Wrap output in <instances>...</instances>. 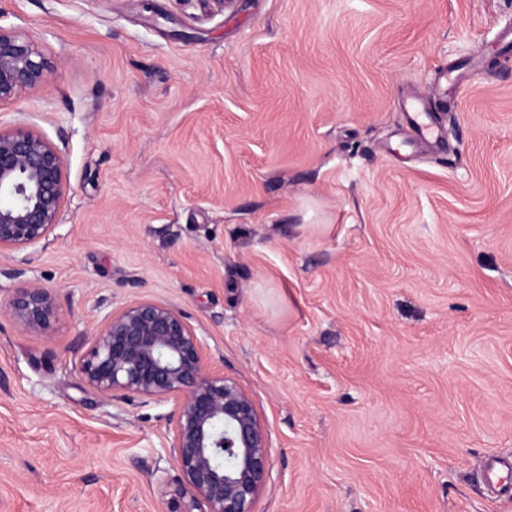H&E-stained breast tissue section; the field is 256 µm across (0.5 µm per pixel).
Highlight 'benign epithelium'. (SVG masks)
Returning <instances> with one entry per match:
<instances>
[{"instance_id": "1", "label": "benign epithelium", "mask_w": 512, "mask_h": 512, "mask_svg": "<svg viewBox=\"0 0 512 512\" xmlns=\"http://www.w3.org/2000/svg\"><path fill=\"white\" fill-rule=\"evenodd\" d=\"M47 69L33 41L0 28V102L26 95ZM67 189L56 146L28 127L0 130V251L46 243ZM0 310L40 332L56 319L58 303L51 289L27 281ZM78 370L105 397L173 405L170 449L181 479L164 491L166 512H254L269 475L264 426L238 384L208 369L206 345L181 312L150 299L107 312Z\"/></svg>"}]
</instances>
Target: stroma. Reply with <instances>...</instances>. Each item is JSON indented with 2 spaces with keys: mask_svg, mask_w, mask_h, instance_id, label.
Returning a JSON list of instances; mask_svg holds the SVG:
<instances>
[{
  "mask_svg": "<svg viewBox=\"0 0 512 512\" xmlns=\"http://www.w3.org/2000/svg\"><path fill=\"white\" fill-rule=\"evenodd\" d=\"M510 23L512 0H0L50 65L0 128L69 184L44 247L0 252V288L59 304L41 334L0 313V512H165L171 405L78 371L141 299L252 399L255 512H512Z\"/></svg>",
  "mask_w": 512,
  "mask_h": 512,
  "instance_id": "35a3bbf8",
  "label": "stroma"
}]
</instances>
